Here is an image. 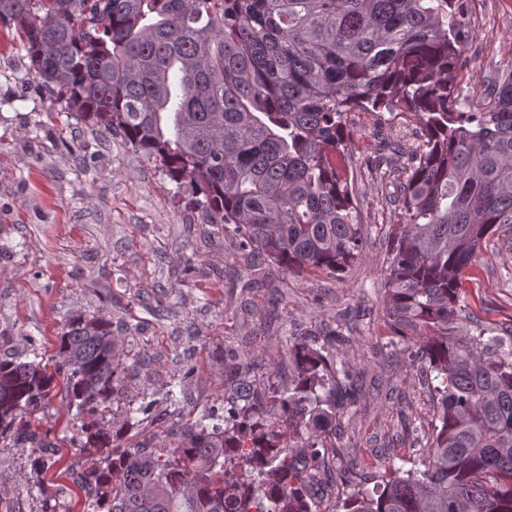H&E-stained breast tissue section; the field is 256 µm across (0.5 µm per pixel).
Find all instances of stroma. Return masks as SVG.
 Instances as JSON below:
<instances>
[{"label":"stroma","instance_id":"obj_1","mask_svg":"<svg viewBox=\"0 0 512 512\" xmlns=\"http://www.w3.org/2000/svg\"><path fill=\"white\" fill-rule=\"evenodd\" d=\"M471 65L456 82L464 108H485L487 83L512 66V0H467L462 18ZM14 30L0 24V334L21 353L58 360V338L72 317L109 320L133 369L126 400L164 392L184 370L181 417L224 400V350L269 358L289 329L341 328L338 351L363 380L340 418L336 468L373 488L393 469L411 468L414 427L432 416V398L406 352L392 343L383 310L385 241L400 221L394 201L401 173L375 167L379 143L409 151L417 117L352 112L344 170L363 226L362 252L338 278L276 275L248 295L229 287L244 267L223 235L196 221L177 188L118 137L49 120L63 111L28 73ZM460 322L470 335L512 337V232L483 246L462 282ZM57 451L35 489L26 454L0 447V512H83L87 493L72 473L86 456L64 387H56L40 426Z\"/></svg>","mask_w":512,"mask_h":512}]
</instances>
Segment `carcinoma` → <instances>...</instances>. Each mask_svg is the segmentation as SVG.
Wrapping results in <instances>:
<instances>
[{
    "mask_svg": "<svg viewBox=\"0 0 512 512\" xmlns=\"http://www.w3.org/2000/svg\"><path fill=\"white\" fill-rule=\"evenodd\" d=\"M461 0H0L28 70L67 116L120 136L178 186L185 207L224 234L250 270L335 277L360 256L362 228L348 178L345 115L408 112L421 140L397 199L384 308L434 401L416 437L417 463L368 490L353 479L331 512H512V348L466 336L454 321L461 278L483 244L512 230V71L488 105L460 109L468 65ZM344 336L294 330L276 373L224 353V406L122 448L124 430L177 415L172 390L128 403L121 337L78 315L59 337L54 372L38 358L0 359V439L24 449L28 489L54 444L34 424L65 381L96 455L76 473L107 512H321L336 492L337 419L354 403L355 373L337 360ZM163 403L166 408L155 412Z\"/></svg>",
    "mask_w": 512,
    "mask_h": 512,
    "instance_id": "carcinoma-1",
    "label": "carcinoma"
}]
</instances>
